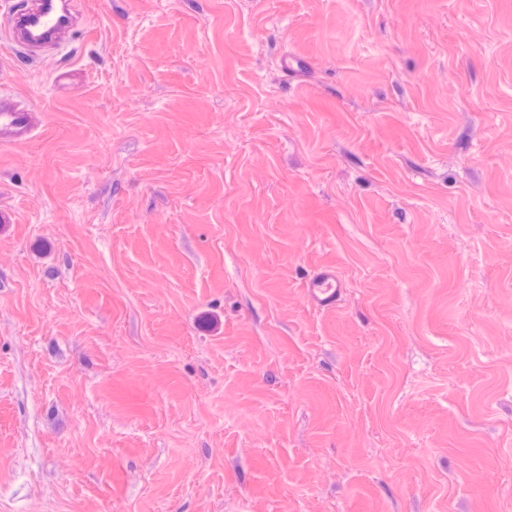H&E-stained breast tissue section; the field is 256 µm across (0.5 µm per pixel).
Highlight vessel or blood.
I'll return each mask as SVG.
<instances>
[{"label": "vessel or blood", "mask_w": 512, "mask_h": 512, "mask_svg": "<svg viewBox=\"0 0 512 512\" xmlns=\"http://www.w3.org/2000/svg\"><path fill=\"white\" fill-rule=\"evenodd\" d=\"M80 17L77 0H28L23 11L9 16L5 39L9 45L28 51L42 45L60 49ZM37 126V114L33 109L15 96L0 95L1 142L23 143ZM343 288L335 270L326 267L308 279L305 294L315 307L331 308L340 301Z\"/></svg>", "instance_id": "obj_1"}]
</instances>
